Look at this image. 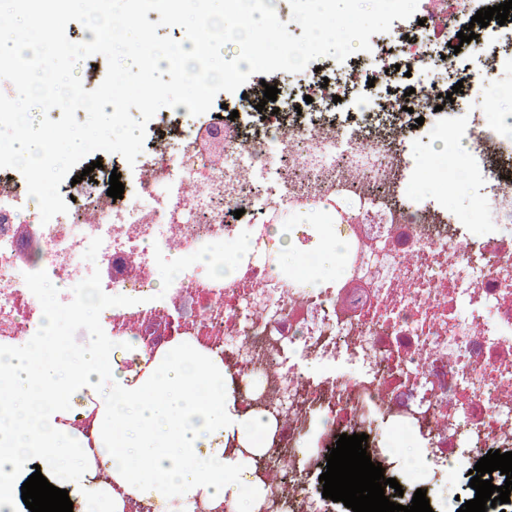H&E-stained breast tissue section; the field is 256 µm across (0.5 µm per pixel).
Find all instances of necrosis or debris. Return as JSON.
I'll return each instance as SVG.
<instances>
[{"mask_svg":"<svg viewBox=\"0 0 512 512\" xmlns=\"http://www.w3.org/2000/svg\"><path fill=\"white\" fill-rule=\"evenodd\" d=\"M500 2L418 0L394 40L371 38L332 72L312 62L290 80L255 74L254 94L219 93L200 116L161 108L121 198L105 179L66 180L68 211L45 223L23 175L0 169V352L49 339L48 293L69 313L95 298L94 324L131 352L133 375L176 346L220 366L238 416L265 424L256 452L224 436L226 455L248 456L257 493L242 505L198 498L184 512H351L323 497L319 477L339 436L371 419L388 436L363 446L404 490L387 497L407 506L422 488L433 512H448L438 491L454 472L512 451V95L484 84L495 109L481 114L446 97L448 73L468 60L512 72V51L493 47L512 18L452 48L459 20ZM262 82L277 85L276 101ZM435 140L444 194L408 177L411 144ZM474 183L484 192L470 215L452 212L449 197ZM285 212L316 214L288 236L313 257L337 242V275L305 285L271 231ZM237 243L248 258L223 273ZM339 356L355 375L305 368ZM85 479L111 512H160L94 453Z\"/></svg>","mask_w":512,"mask_h":512,"instance_id":"necrosis-or-debris-1","label":"necrosis or debris"}]
</instances>
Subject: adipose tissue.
<instances>
[{
	"label": "adipose tissue",
	"instance_id": "adipose-tissue-1",
	"mask_svg": "<svg viewBox=\"0 0 512 512\" xmlns=\"http://www.w3.org/2000/svg\"><path fill=\"white\" fill-rule=\"evenodd\" d=\"M112 386L99 390L101 378ZM92 394L100 457L116 480L148 497L231 501L245 492L247 461L224 453L238 430L262 445L260 419H239L224 398V373L192 349H173L139 379L115 365L111 345L90 337L78 356L42 341L0 353V512H15L13 477L39 461L49 483L83 481L87 453L60 423L73 397Z\"/></svg>",
	"mask_w": 512,
	"mask_h": 512
}]
</instances>
